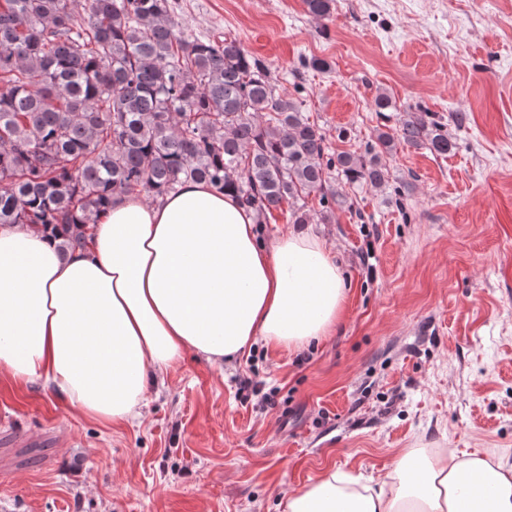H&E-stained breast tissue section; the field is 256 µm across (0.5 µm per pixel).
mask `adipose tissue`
<instances>
[{
    "label": "adipose tissue",
    "instance_id": "1",
    "mask_svg": "<svg viewBox=\"0 0 512 512\" xmlns=\"http://www.w3.org/2000/svg\"><path fill=\"white\" fill-rule=\"evenodd\" d=\"M346 299L325 241L264 243L232 192L187 182L157 203L115 198L84 248L61 253L31 224L0 226V372L39 381L88 419L138 415L151 370L192 350L220 362L257 340L326 336ZM283 512H512V464L405 453L373 484L331 470L283 491Z\"/></svg>",
    "mask_w": 512,
    "mask_h": 512
}]
</instances>
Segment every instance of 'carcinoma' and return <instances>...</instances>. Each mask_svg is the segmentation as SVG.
I'll list each match as a JSON object with an SVG mask.
<instances>
[{"mask_svg": "<svg viewBox=\"0 0 512 512\" xmlns=\"http://www.w3.org/2000/svg\"><path fill=\"white\" fill-rule=\"evenodd\" d=\"M327 18L332 0H304ZM455 148L428 112L365 152L328 154L303 102L281 94L239 42L187 40L169 0H0V225L33 224L83 247L119 195L158 198L185 182L231 189L267 224L288 204L310 224L389 182L397 145Z\"/></svg>", "mask_w": 512, "mask_h": 512, "instance_id": "carcinoma-1", "label": "carcinoma"}]
</instances>
